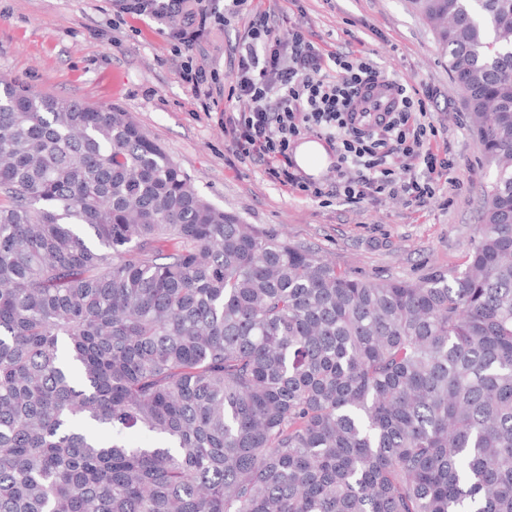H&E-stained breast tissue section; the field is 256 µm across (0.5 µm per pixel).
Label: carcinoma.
I'll list each match as a JSON object with an SVG mask.
<instances>
[{"label":"carcinoma","mask_w":512,"mask_h":512,"mask_svg":"<svg viewBox=\"0 0 512 512\" xmlns=\"http://www.w3.org/2000/svg\"><path fill=\"white\" fill-rule=\"evenodd\" d=\"M495 180L370 280L0 77V512H512V0H413Z\"/></svg>","instance_id":"cac0c4a2"}]
</instances>
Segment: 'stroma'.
Segmentation results:
<instances>
[{
    "instance_id": "stroma-1",
    "label": "stroma",
    "mask_w": 512,
    "mask_h": 512,
    "mask_svg": "<svg viewBox=\"0 0 512 512\" xmlns=\"http://www.w3.org/2000/svg\"><path fill=\"white\" fill-rule=\"evenodd\" d=\"M325 42L364 41L377 65L424 84L455 157V181L420 213L399 197L358 208L285 193L260 168L238 162L224 134V74L244 17L213 25L191 51H175L164 20L128 14L116 0H0V76L56 97L131 114L191 178L200 195L246 223L311 247L353 275L418 280L459 267L481 233L483 194L494 179L482 165L463 96L411 0H297ZM212 71V112L201 111L181 74L186 58Z\"/></svg>"
}]
</instances>
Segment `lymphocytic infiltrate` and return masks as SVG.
<instances>
[{"label": "lymphocytic infiltrate", "mask_w": 512, "mask_h": 512, "mask_svg": "<svg viewBox=\"0 0 512 512\" xmlns=\"http://www.w3.org/2000/svg\"><path fill=\"white\" fill-rule=\"evenodd\" d=\"M248 0H231L226 13L197 0H157L156 10L182 15L169 37L192 47L214 24L240 15ZM388 78L368 51L329 50L294 27L281 33L270 13L252 14L247 36L235 46L231 76L224 79V116L232 154L242 163L262 166L280 188L307 198L325 197V187L302 178L290 151L299 139L316 135L336 153L334 194L344 204L399 196L408 206L425 207L449 184L454 168L443 132L433 119L427 88L394 81L391 111L368 126L355 123L361 90Z\"/></svg>", "instance_id": "obj_1"}]
</instances>
